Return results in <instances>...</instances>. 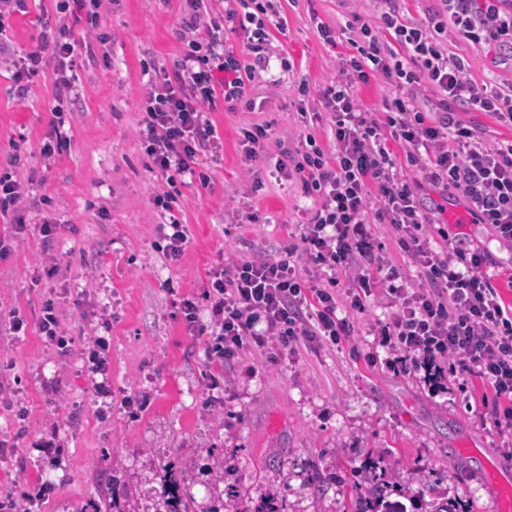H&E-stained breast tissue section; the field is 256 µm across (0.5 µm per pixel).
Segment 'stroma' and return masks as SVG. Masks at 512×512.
I'll list each match as a JSON object with an SVG mask.
<instances>
[{
  "label": "stroma",
  "mask_w": 512,
  "mask_h": 512,
  "mask_svg": "<svg viewBox=\"0 0 512 512\" xmlns=\"http://www.w3.org/2000/svg\"><path fill=\"white\" fill-rule=\"evenodd\" d=\"M283 30L272 33L278 56L271 61L279 85L250 87L256 107L225 110L210 118L223 143L203 166L209 188L183 181L174 214L189 242L180 260H166L156 243L161 219L152 198L161 182L138 141L148 79L172 68L183 45L177 39L184 0H102L98 32L86 40L87 21L73 26L78 53L92 60L78 69L79 99L57 102L52 69L35 76L27 102L15 96L8 57L42 47L44 21H56L55 0H29L26 13L5 17L0 65V174L20 154L29 179L30 207L23 231L0 218V238L11 254L0 260V312L19 311L28 321L16 336L0 322V495L12 494L18 512H94L101 501L114 512H158L167 477H176L196 512L217 502L235 512L244 501L269 493L286 512H347L352 487L362 484L368 455L400 472L394 494L448 495L458 512H496L482 477L486 461L499 462L512 479V428L490 418L491 391L466 377L436 391L420 377L395 373L388 351L373 331L391 313L382 302L351 314L348 341L299 350L279 363L247 350L216 368L211 339L186 327L175 296L208 305L210 268L222 258L278 257L299 244L313 205L296 182L275 183L268 172L279 156L277 140L298 134L302 123L297 88L313 92L310 112L321 111L315 90L338 75L339 53L361 23L378 25L373 0H280ZM336 32V45L320 39L317 22ZM444 46L466 58L477 84L512 91V69L493 66L489 49L449 32ZM290 71H282L281 60ZM62 109L71 145L44 161L40 144L55 109ZM271 123L274 141L255 169L239 146L241 127ZM428 211L444 207L451 243L481 246L488 277L512 307V246L487 224H458L464 204L456 191L424 186ZM58 225L53 239L40 226ZM61 260L47 276L44 256ZM54 303L70 339L68 351L47 346L38 332L45 303ZM108 323L112 338V402L102 408L81 350L96 326ZM379 355L369 365V354ZM222 374L220 386L209 378ZM26 420H18L17 410ZM474 447L471 456L463 455ZM224 466L223 480L212 474ZM422 484H414V477ZM46 488L44 499L26 498Z\"/></svg>",
  "instance_id": "1"
}]
</instances>
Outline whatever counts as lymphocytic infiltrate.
Returning a JSON list of instances; mask_svg holds the SVG:
<instances>
[{"label":"lymphocytic infiltrate","mask_w":512,"mask_h":512,"mask_svg":"<svg viewBox=\"0 0 512 512\" xmlns=\"http://www.w3.org/2000/svg\"><path fill=\"white\" fill-rule=\"evenodd\" d=\"M101 0H57L61 19L44 34V51L13 59L18 99H27L33 77L54 67L55 96L79 98L76 71L82 65L65 16L96 24ZM183 50L173 70L155 71L145 96L138 136L142 149L166 179L153 203L169 217L163 233L167 260H178L189 241L186 225L171 219L176 180L190 177L208 186L201 159L215 155L221 138L208 117L216 101L228 110L246 102L251 83L265 80L275 54L271 28L280 26L277 0H224L216 17L207 0H185ZM379 27L362 24L355 54L339 58V79L315 93L321 111L303 118L294 147L283 149L276 177L301 184L313 197L300 248L278 259L228 258L208 273L207 327L220 363L237 359L245 346L279 360L297 346L338 343L353 326L340 304L364 310L381 295L393 314L378 329L390 353L387 366L423 372L438 380L447 368L482 378L510 407L496 423L512 426V308L502 305L482 272L485 251H435L425 236L422 184L452 186L476 223L491 225L512 244V140L485 143L462 120L465 112L492 113L512 127V95L480 86L467 76L468 61L448 54L440 36L455 30L463 39L498 51L512 61V0H441L427 21L403 20L396 0H376ZM390 31L385 42L382 31ZM242 38V48L231 41ZM381 77L387 85L383 117L362 108L353 88ZM328 122L333 151L312 132ZM402 146L421 181L397 163ZM378 207H371V199ZM390 225L414 267L406 272L375 253L371 227ZM420 284L412 286L409 277Z\"/></svg>","instance_id":"lymphocytic-infiltrate-1"}]
</instances>
